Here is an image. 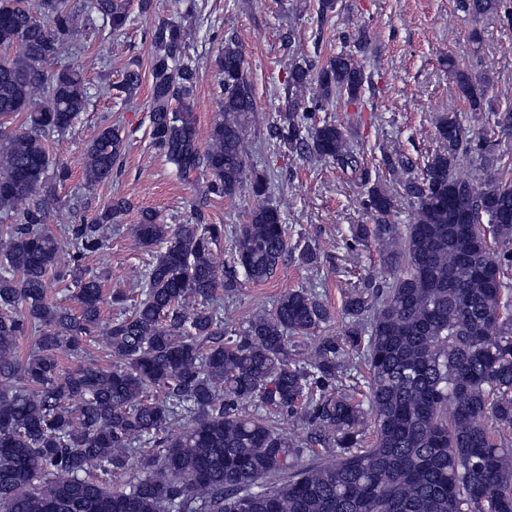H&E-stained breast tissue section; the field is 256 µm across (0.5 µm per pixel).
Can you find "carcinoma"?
Instances as JSON below:
<instances>
[{"mask_svg": "<svg viewBox=\"0 0 512 512\" xmlns=\"http://www.w3.org/2000/svg\"><path fill=\"white\" fill-rule=\"evenodd\" d=\"M475 17L512 25L508 0H461ZM109 27L121 36L128 0H0V213L16 218L0 239V512H512V294L504 282L512 252V182L500 176L496 140L470 134L458 113L436 118L438 149L422 177L400 179L409 158L384 162L397 188L371 179L343 124L311 114L339 98L357 99L368 77L358 56L369 39L325 60L299 57L284 78L278 145L350 168L364 188L390 279L375 292L348 293L342 335L323 334L333 314L308 288L291 289L272 313L257 312L224 335L221 295L269 280L288 257L287 226L267 200L271 177L249 164L245 128L255 111L242 45L221 41L215 68L222 97L201 147L193 118L198 62L186 56L191 32L162 19L150 30L152 146L205 194L233 200L250 188L254 205L235 229V266L214 247L224 225L201 211L190 224L140 214L133 234L154 253L140 299L107 328L104 366L90 358L61 373L59 354L81 356L99 326L100 280L82 263L104 250L112 225L130 209L114 198L90 218L48 227L60 206L46 173L50 133L66 132L88 105L75 69H54L62 45ZM448 73L472 112L485 111L491 82L452 58ZM141 84L130 62L117 93ZM512 135V110L493 112ZM127 135L106 124L86 146V187L112 180ZM471 158L475 178L457 174ZM413 222H392L398 198ZM73 248L77 315L47 298L62 243ZM34 344L17 355L19 337ZM316 340L293 358L295 339ZM253 406L255 412L241 411ZM311 427L316 463L282 427V415ZM138 458L126 489L112 475ZM279 478L273 486L263 484Z\"/></svg>", "mask_w": 512, "mask_h": 512, "instance_id": "obj_1", "label": "carcinoma"}]
</instances>
